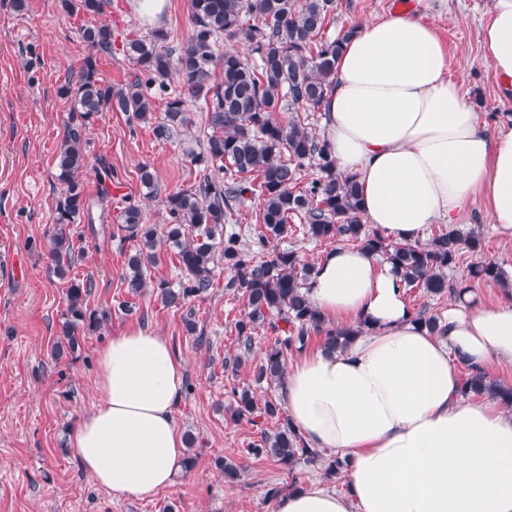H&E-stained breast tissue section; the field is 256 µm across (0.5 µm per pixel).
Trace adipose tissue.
I'll use <instances>...</instances> for the list:
<instances>
[{
    "label": "adipose tissue",
    "mask_w": 512,
    "mask_h": 512,
    "mask_svg": "<svg viewBox=\"0 0 512 512\" xmlns=\"http://www.w3.org/2000/svg\"><path fill=\"white\" fill-rule=\"evenodd\" d=\"M431 3L354 27L323 106L328 149L357 184L366 224L388 240L423 241L478 199L512 238V116L488 125L449 76L425 19ZM480 42L512 98V0H492ZM308 298L349 336L298 352L280 395L309 448L346 459V489L314 481L279 496L275 512H512V412L463 395L459 374L512 363V290L493 307L463 294L434 335L388 265L337 247L318 261ZM184 383L183 362L154 331L115 334L99 350L95 406L68 436L98 487L143 500L171 485L185 456Z\"/></svg>",
    "instance_id": "adipose-tissue-1"
}]
</instances>
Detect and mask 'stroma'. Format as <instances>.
Here are the masks:
<instances>
[{
    "mask_svg": "<svg viewBox=\"0 0 512 512\" xmlns=\"http://www.w3.org/2000/svg\"><path fill=\"white\" fill-rule=\"evenodd\" d=\"M491 0H434L426 15L448 49V73L461 83L469 99L487 118L512 113L483 58L480 28ZM393 0H337L327 36L393 12ZM110 25L117 42L99 59L101 77L124 86L135 68L124 56V39L148 35L128 0H109L94 18L68 14L60 0H0V512H273L267 499L272 487H285L290 475L278 464L246 458L243 450L274 431L276 421L258 427L248 420L231 421L232 389L252 388L257 399H275V385H256L253 370L273 335L256 329L247 364L230 366L239 349L236 323L244 300L228 291L231 277L220 269L215 286L183 307H167L153 285L176 282L180 271L167 248H160L152 267V284L137 295L127 288V259L137 244L118 228L127 203L139 204L145 223L168 221L167 193L197 185L202 168L191 163L188 150L199 149L210 134L202 103L188 107L190 122L180 139L157 138L151 125L125 112L99 113L85 134L90 164L82 176L85 194L94 201L67 232L74 243V261L66 278L53 271L47 254L55 230L60 197L56 153L66 131L70 102L59 89L74 78L89 48L80 36L87 21ZM109 164L112 178L101 166ZM149 165L158 184L147 192L139 178ZM260 202L244 198L226 217L225 233L252 247L260 229ZM471 229L483 238L480 255H464L453 279L467 275V266L482 257L497 262L512 276V239L499 237L482 203L469 216ZM92 280L87 306L108 311L102 330L81 337L75 352L55 355L61 315L71 281ZM128 301L132 311L120 302ZM195 332H187L185 320ZM148 329L165 336L185 365L187 389L176 420L183 434L193 436V469L178 470L171 487L150 500L111 497L78 467L67 443L69 431L95 403L94 373L98 350L117 333ZM241 465L238 479L228 482L217 459Z\"/></svg>",
    "mask_w": 512,
    "mask_h": 512,
    "instance_id": "35a3bbf8",
    "label": "stroma"
}]
</instances>
